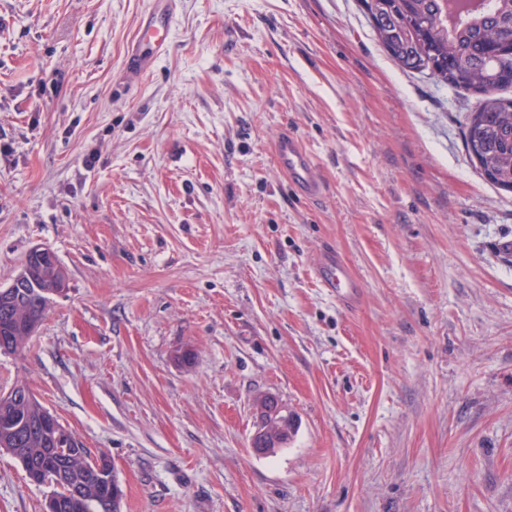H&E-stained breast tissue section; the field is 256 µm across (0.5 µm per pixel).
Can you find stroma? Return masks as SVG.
<instances>
[{
	"label": "stroma",
	"instance_id": "1",
	"mask_svg": "<svg viewBox=\"0 0 512 512\" xmlns=\"http://www.w3.org/2000/svg\"><path fill=\"white\" fill-rule=\"evenodd\" d=\"M151 7L0 0V283L36 245L66 275L0 392L106 454L121 512H512V191L466 148L480 95L398 66L362 0H176L130 84ZM265 394L298 419L270 457ZM49 493L0 453V512ZM153 7L142 20L136 38L128 53L125 77L132 80L143 72L147 64L165 52L171 44L173 27L172 0H152ZM275 159L278 168L299 192L310 198L322 195L323 186L317 166L297 138L288 133L280 135L275 145ZM317 278L322 288L336 292V297L347 307L356 303L359 288L356 280L336 251L325 252L317 266ZM253 415L255 418V430L250 437V448L257 454H265L269 446L270 435L274 432H280L282 436L288 434V441L284 443V448L292 438L294 433L291 429V421L288 419V410L283 408L272 395H263L253 405Z\"/></svg>",
	"mask_w": 512,
	"mask_h": 512
}]
</instances>
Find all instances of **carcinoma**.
Segmentation results:
<instances>
[{"label": "carcinoma", "instance_id": "carcinoma-1", "mask_svg": "<svg viewBox=\"0 0 512 512\" xmlns=\"http://www.w3.org/2000/svg\"><path fill=\"white\" fill-rule=\"evenodd\" d=\"M449 0H363L373 29L386 52L405 70L427 71L438 80L467 92L483 95L468 116L466 146L480 144L476 163L494 185L512 189V99L491 96L512 85V57L493 56L490 48L512 33V0H485L481 11L448 22ZM49 305L44 297H29L20 308L23 317L40 322ZM19 414L35 418L25 403H0V437L10 436L7 421ZM28 472L49 465L53 451L38 432L28 435L19 448H6ZM117 478L108 457L101 454L89 467L74 460L50 512H120L122 496H112ZM80 484L81 497L67 494Z\"/></svg>", "mask_w": 512, "mask_h": 512}]
</instances>
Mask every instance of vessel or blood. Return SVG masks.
Segmentation results:
<instances>
[{"instance_id": "obj_1", "label": "vessel or blood", "mask_w": 512, "mask_h": 512, "mask_svg": "<svg viewBox=\"0 0 512 512\" xmlns=\"http://www.w3.org/2000/svg\"><path fill=\"white\" fill-rule=\"evenodd\" d=\"M173 11L171 0H153V7L143 19L125 64L126 79H134L147 64L165 52L171 44ZM278 168L287 175L289 182L303 195L321 196L323 186L317 166L310 153L299 140L291 135H280L275 145ZM321 287L335 292L346 306H354L358 297L356 280L336 251L325 252L317 266Z\"/></svg>"}]
</instances>
